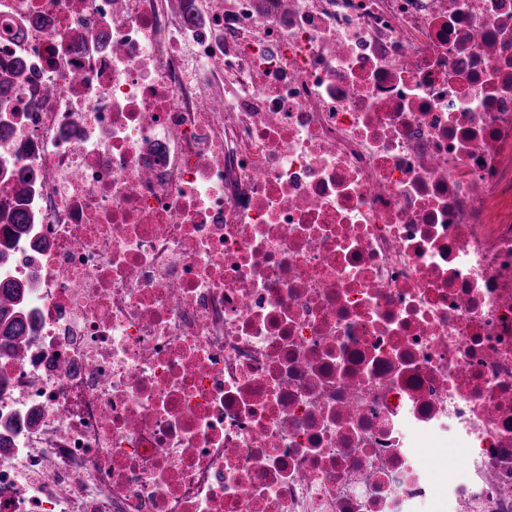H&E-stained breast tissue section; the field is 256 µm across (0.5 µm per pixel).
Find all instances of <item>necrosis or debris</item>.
Returning <instances> with one entry per match:
<instances>
[{"instance_id": "1", "label": "necrosis or debris", "mask_w": 512, "mask_h": 512, "mask_svg": "<svg viewBox=\"0 0 512 512\" xmlns=\"http://www.w3.org/2000/svg\"><path fill=\"white\" fill-rule=\"evenodd\" d=\"M18 61L0 512H512V0H0ZM16 176L14 183L11 184L12 191L14 192L15 205L10 209L0 207V225L11 224L18 229L19 233L25 231V226L28 224V213L26 205L28 199L25 197L29 191L25 187V177L23 175L13 174ZM27 288L21 281L0 279V340L19 350L29 336L30 320L24 313Z\"/></svg>"}]
</instances>
